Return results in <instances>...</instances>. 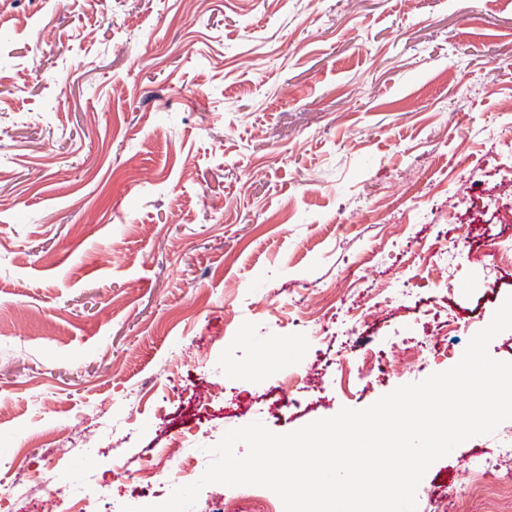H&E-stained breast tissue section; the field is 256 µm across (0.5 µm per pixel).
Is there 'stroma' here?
<instances>
[{
	"mask_svg": "<svg viewBox=\"0 0 512 512\" xmlns=\"http://www.w3.org/2000/svg\"><path fill=\"white\" fill-rule=\"evenodd\" d=\"M506 250L512 0H0V512L103 481L141 506L129 474L210 386L201 472L227 430L448 370ZM502 448L512 420L434 462L418 512H512L457 492Z\"/></svg>",
	"mask_w": 512,
	"mask_h": 512,
	"instance_id": "stroma-1",
	"label": "stroma"
}]
</instances>
